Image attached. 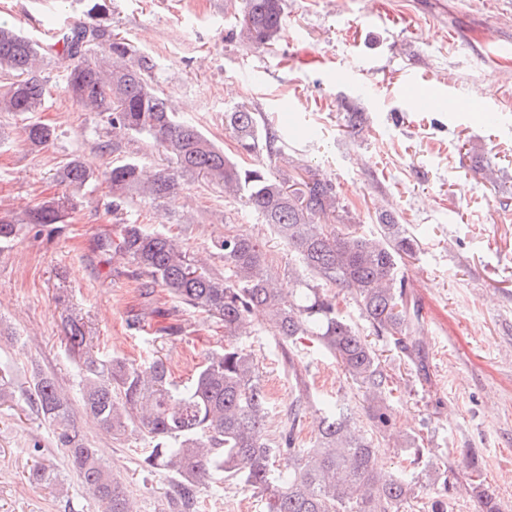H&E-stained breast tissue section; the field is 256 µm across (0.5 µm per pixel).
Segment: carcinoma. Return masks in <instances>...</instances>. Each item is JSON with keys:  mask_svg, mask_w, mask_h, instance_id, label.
Listing matches in <instances>:
<instances>
[{"mask_svg": "<svg viewBox=\"0 0 512 512\" xmlns=\"http://www.w3.org/2000/svg\"><path fill=\"white\" fill-rule=\"evenodd\" d=\"M83 2L90 23L60 30L50 51L15 28L0 25V112L41 111L46 91L42 73L63 69L72 103L106 119L112 151L119 150L128 135H145L172 162L148 180L133 161L107 169L112 212L138 198L160 206L178 193L186 177H201L261 214L288 244L306 276L286 288L271 286L262 245L233 227L213 242L224 258L220 277L199 267L174 237L126 225L119 240L105 247L142 269L149 278L147 287L163 288L184 305L224 322L227 342L207 353L186 384L176 386L160 359L141 369L120 358H97L88 349L83 323L69 315L67 350L81 371V409L115 440L137 430L148 438L142 466L174 475L168 512H197V484L217 471L262 493L267 512H402L418 498L410 472L435 490L430 512H452L448 492L459 483L477 512H503L498 496L482 480L477 461H470L461 475L445 462H434L421 436L399 442L409 471L377 468L378 443L392 426L391 396L397 385L361 329L340 313L331 289L350 291L370 331L416 360L419 311L398 276L399 262L416 254L415 237L388 211L379 214L368 232L360 224L328 223L331 217L339 218L343 206L335 186L311 169L297 180L227 157L156 93L157 62L112 33L106 0ZM284 6V0H243L236 24L240 39L254 49L273 45L283 25ZM224 125L241 153L281 154L276 135L258 113L237 108L224 113ZM54 134L37 120L22 128V140L31 148L48 145ZM93 178L79 159H70L59 172L61 194L37 202L19 222L0 217V245L34 229L65 223L78 205L80 191ZM256 308L267 312L266 331L271 335L293 347L315 340L336 358L346 378L365 396L369 429H362L350 406L339 402L316 418L309 445H299V398L288 411V425L278 436L268 437V394L253 356L240 342L252 333L250 315ZM27 401L51 428L56 447L64 450L95 512H133L125 487L77 425L72 400L55 376L36 364Z\"/></svg>", "mask_w": 512, "mask_h": 512, "instance_id": "cac0c4a2", "label": "carcinoma"}]
</instances>
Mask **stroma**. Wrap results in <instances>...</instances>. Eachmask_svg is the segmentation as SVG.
Masks as SVG:
<instances>
[{"label": "stroma", "mask_w": 512, "mask_h": 512, "mask_svg": "<svg viewBox=\"0 0 512 512\" xmlns=\"http://www.w3.org/2000/svg\"><path fill=\"white\" fill-rule=\"evenodd\" d=\"M235 0H112V28L158 63L156 90L236 162L261 161L271 173L319 171L336 187L344 223L371 226L394 211L419 249L399 264L422 316L423 365L415 367L375 337L382 365L400 390L393 420L401 435H421L433 454L458 468L476 458L484 482L512 512V0H285L274 45L253 49L235 34ZM0 18L40 45L48 29L86 23L80 4L0 0ZM261 114L283 143L281 155H241L224 126L238 106ZM362 120L346 121L348 109ZM38 120L54 128L43 149L24 145L23 117L0 113V217L60 193L56 172L80 157L100 172L125 160L152 172L165 155L141 135L108 150L112 134L65 92L63 70L46 81ZM103 180L91 182L59 231L21 236L0 248V368L12 378L0 399V512H94L47 424L26 402L32 365L54 374L77 398L78 370L66 351L63 320L82 317L95 353L138 365L166 362L184 384L209 350L225 343L223 323L177 302L130 259L111 256L138 224L181 239L212 273L224 260L213 248L236 225L262 241L268 272L288 281L297 263L284 240L238 198L200 178L185 179L165 210L135 201L119 213ZM246 339L270 397L277 433L298 388L285 345L255 313ZM307 385L311 418L328 401L363 415L361 391L336 359L314 343L293 354ZM80 428L120 479L138 512H162L174 482L143 469L147 438L102 435L84 413ZM52 464L57 479L33 484L29 470ZM198 512H264L257 491L216 473L198 488Z\"/></svg>", "instance_id": "35a3bbf8"}]
</instances>
